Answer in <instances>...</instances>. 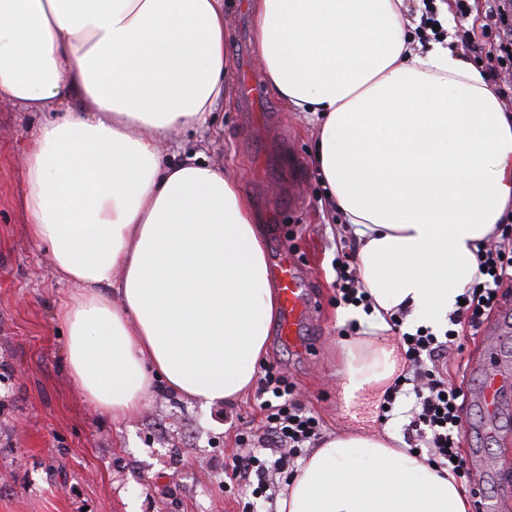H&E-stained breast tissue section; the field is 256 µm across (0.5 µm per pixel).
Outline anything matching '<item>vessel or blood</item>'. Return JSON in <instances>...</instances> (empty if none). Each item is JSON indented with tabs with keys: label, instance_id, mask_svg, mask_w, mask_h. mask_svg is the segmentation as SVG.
<instances>
[{
	"label": "vessel or blood",
	"instance_id": "1",
	"mask_svg": "<svg viewBox=\"0 0 512 512\" xmlns=\"http://www.w3.org/2000/svg\"><path fill=\"white\" fill-rule=\"evenodd\" d=\"M280 301L279 335L281 340L294 344L298 349L309 350L311 344L303 336L300 325L313 307L294 266L280 262L274 274ZM483 387L478 394V404L491 419L498 418L503 410V379L497 369L483 368Z\"/></svg>",
	"mask_w": 512,
	"mask_h": 512
}]
</instances>
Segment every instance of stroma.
<instances>
[{"mask_svg": "<svg viewBox=\"0 0 512 512\" xmlns=\"http://www.w3.org/2000/svg\"><path fill=\"white\" fill-rule=\"evenodd\" d=\"M227 24L229 96L207 125L173 133L168 156L179 162L203 150L223 165L263 215L267 259L288 253L304 274L315 302L309 333L316 349L305 355L269 334L263 367L293 385L323 434L401 433V407L380 423L379 392L344 400L338 342L352 330L337 301L333 261L339 243L354 240L340 238L323 217L309 163L314 129L266 87L248 0H236ZM39 121L0 102V512H275V497L256 482L229 483L224 475L225 462L242 450L240 434L261 423L256 391L207 407L159 388L123 420L82 397L56 319L73 287L54 275L49 250L27 234L20 207L24 146ZM497 329L495 314L485 315L462 349L448 352V381L464 394L460 448L471 485L489 500L512 490V386L498 420L485 418L476 402L475 365L485 355L512 383V336Z\"/></svg>", "mask_w": 512, "mask_h": 512, "instance_id": "35a3bbf8", "label": "stroma"}]
</instances>
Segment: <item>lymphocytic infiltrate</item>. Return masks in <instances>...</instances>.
Returning <instances> with one entry per match:
<instances>
[{
	"label": "lymphocytic infiltrate",
	"mask_w": 512,
	"mask_h": 512,
	"mask_svg": "<svg viewBox=\"0 0 512 512\" xmlns=\"http://www.w3.org/2000/svg\"><path fill=\"white\" fill-rule=\"evenodd\" d=\"M484 17L495 31L494 51L499 64L512 65V0H484ZM479 268L465 288L463 305L449 315L450 327L444 335L431 328L402 331V322L391 318L392 331L398 332L411 364L410 375L398 376L384 394L383 413H390L403 392L411 385L415 397L410 421L404 428V440L411 450L426 449L428 465L448 470L456 479L469 475L465 458L460 455L459 439L464 432L461 391L446 377L447 353L456 343L460 328L475 327L486 312L500 302L499 290L512 279V251L480 245ZM263 420L253 434L259 448L270 450L271 458L254 454L233 457L224 466L225 476L234 482L256 478L259 488H266L272 476L288 470L291 462L302 455L306 446L315 445L321 435L319 420L293 396V389L273 370H266L259 380Z\"/></svg>",
	"instance_id": "lymphocytic-infiltrate-1"
}]
</instances>
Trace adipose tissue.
<instances>
[{
    "mask_svg": "<svg viewBox=\"0 0 512 512\" xmlns=\"http://www.w3.org/2000/svg\"><path fill=\"white\" fill-rule=\"evenodd\" d=\"M227 0H0V101L42 115L29 235L74 285L59 320L82 395L134 416L153 377L211 406L251 387L278 310L262 218L223 166L167 161L227 99ZM266 87L317 126L323 202L356 237L373 329L435 323L512 214V113L480 68L409 34L406 0H250ZM343 394L385 388L395 349L342 340ZM277 512H469L384 435L321 443Z\"/></svg>",
    "mask_w": 512,
    "mask_h": 512,
    "instance_id": "obj_1",
    "label": "adipose tissue"
}]
</instances>
